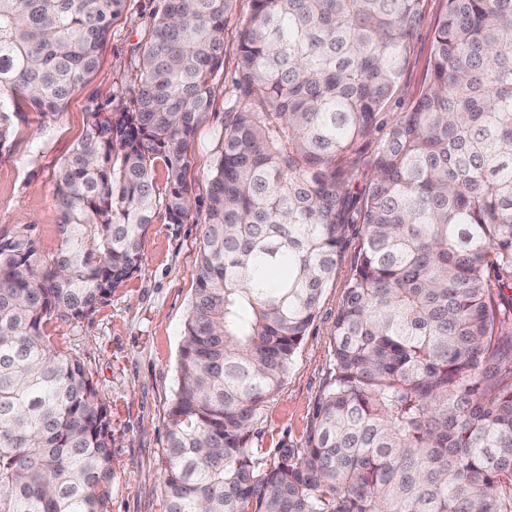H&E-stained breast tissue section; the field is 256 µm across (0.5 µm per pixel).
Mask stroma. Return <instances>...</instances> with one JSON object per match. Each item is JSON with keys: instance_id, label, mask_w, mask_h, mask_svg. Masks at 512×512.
<instances>
[{"instance_id": "obj_1", "label": "stroma", "mask_w": 512, "mask_h": 512, "mask_svg": "<svg viewBox=\"0 0 512 512\" xmlns=\"http://www.w3.org/2000/svg\"><path fill=\"white\" fill-rule=\"evenodd\" d=\"M159 0H127L98 51L96 71L50 123L30 107L16 122V134L0 149V233L27 231L43 254L57 251L59 213L56 171L82 138L87 112L95 104L131 101L137 90V46ZM443 0H423L425 20L391 109L404 111L416 96L428 58L433 20ZM224 126V93L216 91L199 123L187 180L196 202L210 189V165ZM202 245L196 219L168 223L157 212L145 238L143 260L122 288L87 318L55 321V345L78 359L108 410L112 430V489L109 512H165L160 492L167 446V412L177 391V363L195 288V264ZM349 261L324 288L307 335L288 375L268 400L257 423L255 447L273 455L281 443L299 445L315 422L316 405L333 368L334 323L345 294Z\"/></svg>"}]
</instances>
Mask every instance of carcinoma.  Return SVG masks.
<instances>
[{
  "label": "carcinoma",
  "instance_id": "carcinoma-1",
  "mask_svg": "<svg viewBox=\"0 0 512 512\" xmlns=\"http://www.w3.org/2000/svg\"><path fill=\"white\" fill-rule=\"evenodd\" d=\"M126 0H0V148L95 71ZM237 0H163L133 107L95 105L59 165L61 244L0 235V512H108L112 433L48 328L138 269ZM168 410L166 512H512V0H444L388 116L422 0H248ZM166 168L159 193L153 168ZM333 371L302 447L254 446L349 231ZM443 3V0H423L422 9L425 20L415 35L413 56L399 87L397 100L393 101L388 112L404 111L418 93L423 69L431 48L433 20L441 12Z\"/></svg>",
  "mask_w": 512,
  "mask_h": 512
}]
</instances>
